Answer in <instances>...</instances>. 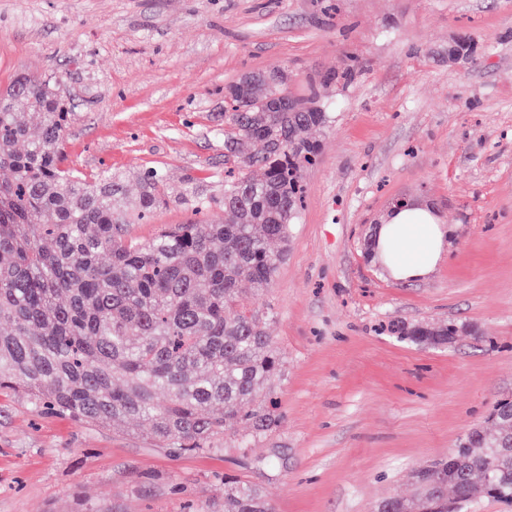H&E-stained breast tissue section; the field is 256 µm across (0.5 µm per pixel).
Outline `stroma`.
Masks as SVG:
<instances>
[{"mask_svg":"<svg viewBox=\"0 0 512 512\" xmlns=\"http://www.w3.org/2000/svg\"><path fill=\"white\" fill-rule=\"evenodd\" d=\"M277 67L332 115L259 301L283 354L257 393L277 426L175 456L0 390V512H218L228 473L275 512H373L512 398V0H0V89L61 79L68 164L132 198L144 170L164 173L167 204L130 228L142 241L194 220L187 185L223 188L224 94ZM398 200L451 230L427 280L389 278L367 247ZM403 323L457 333L432 347L398 339Z\"/></svg>","mask_w":512,"mask_h":512,"instance_id":"stroma-1","label":"stroma"}]
</instances>
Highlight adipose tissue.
<instances>
[{
	"label": "adipose tissue",
	"mask_w": 512,
	"mask_h": 512,
	"mask_svg": "<svg viewBox=\"0 0 512 512\" xmlns=\"http://www.w3.org/2000/svg\"><path fill=\"white\" fill-rule=\"evenodd\" d=\"M450 230L428 205L404 203L387 214L374 236L385 273L409 282L426 278L448 251Z\"/></svg>",
	"instance_id": "obj_1"
}]
</instances>
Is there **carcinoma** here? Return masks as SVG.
<instances>
[{
  "label": "carcinoma",
  "mask_w": 512,
  "mask_h": 512,
  "mask_svg": "<svg viewBox=\"0 0 512 512\" xmlns=\"http://www.w3.org/2000/svg\"><path fill=\"white\" fill-rule=\"evenodd\" d=\"M287 83L277 68L229 88L224 150L237 173L218 195L186 201L197 212L217 205L230 222L175 224L147 241L128 225L167 203L164 174L144 172L128 208L112 172L65 164L73 113L58 79L23 75L0 91V390L85 426L126 421L180 455L218 452L226 438L246 448L275 427L255 393L281 357L255 303L286 259L302 173L319 152L313 132L330 121L311 99L288 95ZM254 143L260 152H246ZM394 332L444 345L455 328ZM491 420L494 432L471 429L454 461L420 466L413 496L385 499L376 512H461L477 494L512 502V452L494 447L512 437V401L496 403ZM223 512L273 507L226 473Z\"/></svg>",
  "instance_id": "cac0c4a2"
}]
</instances>
